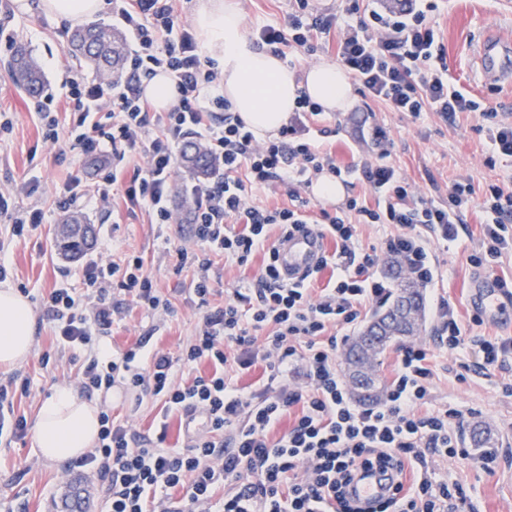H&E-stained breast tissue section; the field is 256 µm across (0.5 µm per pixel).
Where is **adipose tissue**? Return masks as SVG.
I'll use <instances>...</instances> for the list:
<instances>
[{
    "label": "adipose tissue",
    "instance_id": "ef3b65f1",
    "mask_svg": "<svg viewBox=\"0 0 512 512\" xmlns=\"http://www.w3.org/2000/svg\"><path fill=\"white\" fill-rule=\"evenodd\" d=\"M47 17L76 26L102 14L106 0H40ZM194 27L203 53L217 64L224 97L257 139L276 137L287 124L300 95L324 111L342 112L354 102V87L334 64L304 73L288 68L279 57L251 48L235 0H199ZM35 315L25 296L0 289V368L26 361L34 348ZM100 405L77 389L62 385L41 402L34 419L35 443L42 458L67 461L95 448Z\"/></svg>",
    "mask_w": 512,
    "mask_h": 512
}]
</instances>
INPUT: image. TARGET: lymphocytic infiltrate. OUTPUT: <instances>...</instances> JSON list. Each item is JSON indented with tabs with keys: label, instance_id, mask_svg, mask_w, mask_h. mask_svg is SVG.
<instances>
[{
	"label": "lymphocytic infiltrate",
	"instance_id": "1",
	"mask_svg": "<svg viewBox=\"0 0 512 512\" xmlns=\"http://www.w3.org/2000/svg\"><path fill=\"white\" fill-rule=\"evenodd\" d=\"M396 2L395 9L366 12L354 2L327 14L311 0H294L287 28L263 25L257 41L276 54L293 44L310 58L326 52L325 35L336 33V60L364 97L416 118L425 112L448 120L461 112L478 113L488 124L486 164L512 157V122L448 83L435 0ZM112 19L129 38L123 78L66 81L75 106L64 127L54 95L37 104L46 142L78 161L112 158L93 193L82 194L80 176L71 174L57 207L67 209L84 198L107 204L119 188L128 211H145L155 224L171 223L179 148L188 138L206 148L220 173L188 189L195 201L189 216L192 245L177 249V266L195 268L191 292L206 311L179 355L149 349L146 335L123 353H99V331L115 322L112 291L131 296L151 316L171 309L141 257L121 263L93 258L82 268L84 294L59 287L48 296L57 343L90 351L78 375L82 390L119 386L162 398L164 412L208 416L206 435L174 452L164 446L166 428L146 436L113 419L111 411H101L99 441L80 463L104 477L108 512H470L463 487L435 480L429 466L435 456H461L467 412L452 404L428 410L433 371L425 349L403 348L386 400L361 407L352 402L337 371V332L355 324L366 305L380 306L388 299V284L375 272L379 256L397 259L422 285H431L436 264L426 235L456 240L472 207H479L485 219L482 253L470 255V263L479 267L484 258L511 252L512 186L488 185L477 202L470 184L458 181L447 199L426 200L415 196L385 157L339 165L320 143L329 129L314 127L322 108L305 95L277 137L257 141L229 111L214 62L202 54L175 0H117ZM160 69L177 92L174 104L162 112L152 109L142 92L144 81ZM135 154L142 163L128 167ZM348 174L369 185L372 199L350 198L344 213L325 211L313 219L299 185ZM276 184L289 185V205L250 203L252 189ZM364 224L393 226L379 252L361 249ZM274 227L283 234L318 228L334 241V252L320 265L335 274L318 297H311L308 282L281 279L270 241ZM215 253L241 266L263 254L257 288L235 291L232 300L209 306ZM436 317L440 342L448 350L469 349L486 370L512 360L511 336L463 335L447 299L437 302ZM202 362L209 372L179 380L180 368ZM259 362L265 379L254 390L238 387L226 374L227 366L247 371ZM293 377L301 378V385H290ZM286 416L292 419L287 431L272 437ZM374 467L394 471L403 481L392 497L367 510L352 504L346 490L357 470Z\"/></svg>",
	"mask_w": 512,
	"mask_h": 512
}]
</instances>
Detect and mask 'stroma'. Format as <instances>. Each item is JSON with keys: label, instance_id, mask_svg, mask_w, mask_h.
Listing matches in <instances>:
<instances>
[{"label": "stroma", "instance_id": "stroma-1", "mask_svg": "<svg viewBox=\"0 0 512 512\" xmlns=\"http://www.w3.org/2000/svg\"><path fill=\"white\" fill-rule=\"evenodd\" d=\"M248 39H255L256 26L285 25L289 0H237ZM30 11H19L14 0H0V108L13 112L11 133L0 136V188L20 185L23 178L39 177L35 193L18 192L19 207H41L45 222L21 241L11 239L10 228L0 222V259L9 263L15 273L16 285L25 287L35 314L36 344L31 356L13 368V375L25 382V392L16 394V413L33 418L37 406L60 385H74L75 374L87 353L81 349L58 348L53 324L47 317V299L56 285L68 283L81 288L82 260H68L58 255L54 234L60 210L54 201L69 178V165L58 160V148L44 142L41 128L34 116L33 97L22 93L8 71L10 41L24 43L37 62L45 81V92L59 100L60 121H67L70 104L65 96V81L79 75L94 79L95 71L81 66L66 51L67 23L46 17L37 8L39 0H29ZM440 41L448 62V78L487 106L512 114V89L486 85L469 68L473 43L479 42L489 28L508 31L512 28V0H440L436 13ZM320 125L335 129V136L326 138L338 162L351 163L353 157L376 158L380 146L362 140L361 131L379 124L389 128L393 141L389 160L414 187L418 195L441 200L448 195V185L455 180L471 184L475 197H482L492 183L512 182V157H501L495 166L485 163L487 135L480 131L477 114L463 112L455 121H448L433 112L413 117L406 112H391L383 105L364 97H356L343 112H326ZM192 177L180 171L173 191L172 224L152 223L148 214L130 215L124 202L112 207L86 209L85 214L95 226L92 253L109 256L122 262L131 254L141 256L148 272L154 275L161 291L172 302L168 314L150 316L136 308L122 293L111 296L113 305L122 309L121 321L115 322L100 349L105 353H121L139 336L159 324V331L149 343L170 354H177L183 343L193 336L204 313L197 298L189 291L193 269L176 270V250L188 242L185 183ZM482 220L478 210H471L467 223L456 241L431 240L436 259L437 277L424 290L425 330L412 337V344L422 346L434 375L430 386L431 406L439 408L453 403L471 415L461 429L462 439H469L472 428L479 423L492 430L489 450L467 448L466 460L437 457L432 461L436 479L462 485L475 512H512V396L504 392L512 383V371H486L476 366L469 350L448 351L438 336L435 316L438 297L449 299L460 326L467 336H498L502 330L488 323H476L466 296L471 278L477 269L469 257L479 246ZM263 254H256L251 263L237 266L214 256L210 271L215 294L212 305L230 298L234 289L257 285ZM152 330V329H151ZM49 362H42V354ZM468 365L465 380H457L461 365ZM102 408L110 409L119 420L130 422L142 433L154 431L161 402L137 400L134 394L115 390L113 396H101ZM495 451L494 463L484 464L487 451ZM80 493L84 512H105L107 505L103 480L94 471L79 467L76 461L50 463L38 454L33 435L0 442V512H64L71 493Z\"/></svg>", "mask_w": 512, "mask_h": 512}]
</instances>
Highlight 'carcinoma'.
<instances>
[{"label": "carcinoma", "instance_id": "1", "mask_svg": "<svg viewBox=\"0 0 512 512\" xmlns=\"http://www.w3.org/2000/svg\"><path fill=\"white\" fill-rule=\"evenodd\" d=\"M67 50L71 57L94 70L108 76L119 78L124 59L123 43L112 31V27L100 23H89L74 29L68 36ZM10 70L17 83L32 97L42 93L43 84L39 71L34 65L28 50L23 45L14 46L10 60ZM183 157L189 168L204 176L214 174L215 168L205 149L191 143L184 147ZM62 223L69 225L65 232L56 237V247L61 255L76 259L83 255L93 244L94 230L86 217L78 212L67 213ZM409 299L416 309V316L411 320L386 323V317L374 319L348 344L347 358L358 355L366 346L372 351V371H377L380 357L391 343L401 337H408L420 331L424 306L423 288L415 280H407L398 285V291L385 313H392L403 299Z\"/></svg>", "mask_w": 512, "mask_h": 512}]
</instances>
